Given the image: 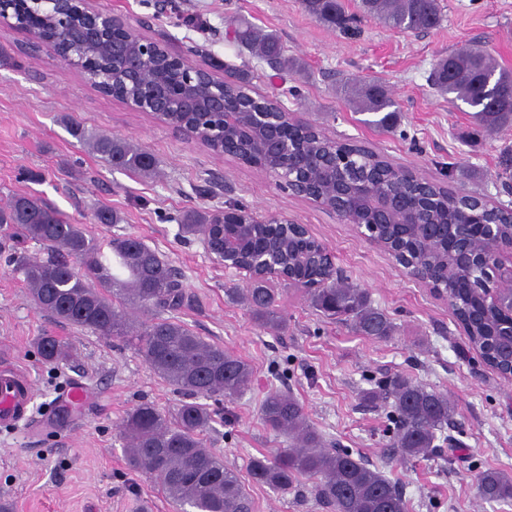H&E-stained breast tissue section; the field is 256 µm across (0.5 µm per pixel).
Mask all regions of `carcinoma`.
<instances>
[{
  "label": "carcinoma",
  "mask_w": 512,
  "mask_h": 512,
  "mask_svg": "<svg viewBox=\"0 0 512 512\" xmlns=\"http://www.w3.org/2000/svg\"><path fill=\"white\" fill-rule=\"evenodd\" d=\"M311 17L337 24L343 12L340 0H301ZM363 15L385 25L412 32L425 31L441 22L440 0H360ZM16 23L38 26L48 39L59 33V24L45 21L29 11L27 0H13ZM234 40L249 54L282 69H291L279 39L263 33L254 25L239 22L228 27ZM89 68H110L111 56L103 47H89ZM154 80L170 85L180 83L176 62L160 56L144 66ZM234 81L224 84V94L234 97L243 111L259 108L260 100L251 97L248 74L233 69ZM120 70L112 72L113 91L121 100L137 98L136 86L124 79ZM493 81V93L486 92ZM431 85L438 93L478 106L473 113L476 124L491 133L512 126V71L506 70L478 48H463L439 60L431 73ZM347 99L354 111L371 114L363 123L380 131L393 128L397 116L396 101L376 84H353ZM173 120L199 126L213 125L214 136L224 138L219 118L192 113H174ZM67 131L114 169L131 175H149L156 159L149 151L129 141L103 133H87L77 122H66ZM279 135L282 148L291 156L313 153L319 159L354 154L362 167L373 175L378 188L402 184L407 198L420 191L417 182L403 177L383 156L365 152L351 143L324 139L312 125H283ZM496 180L512 182V149L500 152ZM312 191L325 201L331 189L323 181L319 168L311 169ZM428 207L435 220L451 224L467 218L476 225L498 224L503 234L512 231V213L493 208H467L463 198L451 192L431 195ZM214 216L191 213L182 224L183 232L198 236L207 224H218ZM0 230L40 242L44 257L36 260L17 258L15 271L23 275L36 308L80 329L106 338L123 336L135 343L145 362L164 381L186 396L174 418L169 419L154 404L137 405L122 423L127 461L158 485L180 512H254V501L237 475L224 467L221 459L204 446V435L213 421L205 400L231 399L251 383L253 370L243 358L197 335L175 314L188 303L181 275L169 262L142 239L129 234L112 237L108 251L89 238L81 225L71 222L59 211L28 195H15L0 206ZM378 238L427 265L437 287L453 299L451 310L458 322L467 327L474 349L481 351L488 365L508 370L509 344L500 336L502 325L512 320L507 310L487 309L476 288L482 271L456 268L449 261L448 245L434 235L420 242L396 239L386 227L378 228ZM279 252L280 278L291 285H302L326 277L324 288H312L309 301L323 316L350 326L356 333L379 342L392 338L394 326L387 315L372 306L365 289L346 283L336 270L319 265H302L298 253H312L316 244L273 230L267 224L250 227V246L239 254V262L253 266L270 247ZM269 276L260 272L252 278L243 294L260 326L283 334L287 320L278 312ZM133 306L151 315L147 322L133 319L127 308ZM42 361L53 365L65 357L63 345L53 336L37 339ZM369 399H380L390 408L393 432L388 447L396 461L430 457L437 445V433L454 422L455 409L448 394L430 389L403 374L387 377ZM263 423L287 439L288 447L271 456L251 460L249 472L258 484L283 492L306 476L313 480L311 493L331 512H408L402 488L360 456L347 448L325 447L322 437L306 417L302 403L284 391H270L260 407ZM476 495L487 502L512 501V477L486 470L474 478Z\"/></svg>",
  "instance_id": "1"
}]
</instances>
